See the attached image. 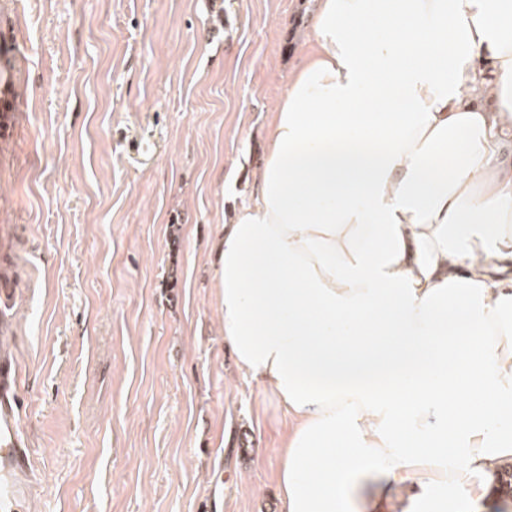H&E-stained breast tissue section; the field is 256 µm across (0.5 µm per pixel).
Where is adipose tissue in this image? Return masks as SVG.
Masks as SVG:
<instances>
[{
  "instance_id": "1",
  "label": "adipose tissue",
  "mask_w": 512,
  "mask_h": 512,
  "mask_svg": "<svg viewBox=\"0 0 512 512\" xmlns=\"http://www.w3.org/2000/svg\"><path fill=\"white\" fill-rule=\"evenodd\" d=\"M512 0H315L257 191L220 230L282 512H475L512 457Z\"/></svg>"
}]
</instances>
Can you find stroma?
<instances>
[{"mask_svg":"<svg viewBox=\"0 0 512 512\" xmlns=\"http://www.w3.org/2000/svg\"><path fill=\"white\" fill-rule=\"evenodd\" d=\"M311 0H0V352L29 512H280L212 245L254 193ZM9 75L6 76L0 92V108L2 112V131L8 133L13 121V112H15L16 96L13 87L9 85Z\"/></svg>","mask_w":512,"mask_h":512,"instance_id":"35a3bbf8","label":"stroma"}]
</instances>
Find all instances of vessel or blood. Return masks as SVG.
<instances>
[{
  "label": "vessel or blood",
  "instance_id": "b4317fda",
  "mask_svg": "<svg viewBox=\"0 0 512 512\" xmlns=\"http://www.w3.org/2000/svg\"><path fill=\"white\" fill-rule=\"evenodd\" d=\"M15 106L12 86H0V129L10 130ZM29 467V452L18 436L13 408L8 403L0 405V473L8 477L0 484V512H27L26 493L18 480Z\"/></svg>",
  "mask_w": 512,
  "mask_h": 512
}]
</instances>
